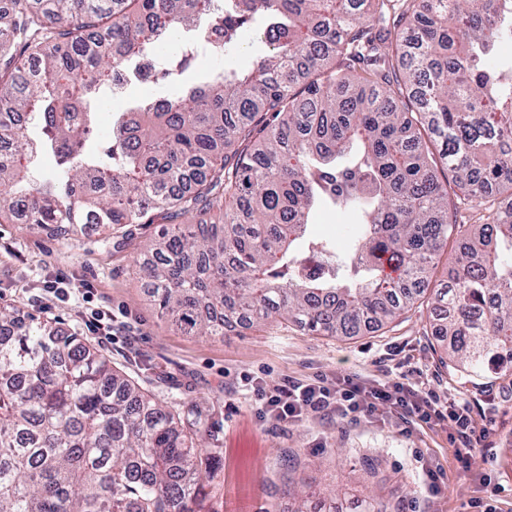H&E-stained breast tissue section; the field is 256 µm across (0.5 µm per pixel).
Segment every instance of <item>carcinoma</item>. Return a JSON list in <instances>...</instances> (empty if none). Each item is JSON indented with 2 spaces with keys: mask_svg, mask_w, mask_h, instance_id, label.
I'll list each match as a JSON object with an SVG mask.
<instances>
[{
  "mask_svg": "<svg viewBox=\"0 0 512 512\" xmlns=\"http://www.w3.org/2000/svg\"><path fill=\"white\" fill-rule=\"evenodd\" d=\"M0 16V219L49 232L159 224L139 265L186 335L291 320L316 336L392 322L457 251L432 305L448 360L512 370V0H10ZM270 47L245 70L183 83L163 110L112 113L169 41ZM371 70L357 77L354 64ZM54 153L51 182L31 178ZM320 204L352 213L344 251L308 237ZM392 268L397 276L386 272ZM210 471L194 434L79 337L0 308V512H198ZM297 512H386L382 502Z\"/></svg>",
  "mask_w": 512,
  "mask_h": 512,
  "instance_id": "1",
  "label": "carcinoma"
}]
</instances>
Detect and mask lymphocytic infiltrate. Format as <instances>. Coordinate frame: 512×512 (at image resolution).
<instances>
[{"mask_svg":"<svg viewBox=\"0 0 512 512\" xmlns=\"http://www.w3.org/2000/svg\"><path fill=\"white\" fill-rule=\"evenodd\" d=\"M261 398L276 423H296L311 417L341 420H375L378 405L388 406L394 416L411 418L429 425L448 424L459 441L455 459L464 472L476 473L482 494L463 507V512H497V486L490 476L477 472L486 437L479 429L470 406L449 400L439 403L422 388L405 382L367 385L345 377L314 383L268 384L260 389Z\"/></svg>","mask_w":512,"mask_h":512,"instance_id":"1","label":"lymphocytic infiltrate"}]
</instances>
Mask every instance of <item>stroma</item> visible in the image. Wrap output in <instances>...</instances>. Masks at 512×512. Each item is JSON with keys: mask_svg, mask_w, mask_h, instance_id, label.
<instances>
[{"mask_svg": "<svg viewBox=\"0 0 512 512\" xmlns=\"http://www.w3.org/2000/svg\"><path fill=\"white\" fill-rule=\"evenodd\" d=\"M264 50L244 32L238 51L225 59L201 57L182 79L193 81L226 66L248 68ZM155 231V225L144 224L133 240L118 233L104 241L0 223V307L85 337L115 370L174 414L199 419L196 442L211 470L204 512H292L294 502L285 494L292 471L325 494L356 485L383 501L387 512H431L422 481L429 459L444 468V512H459L478 496L477 485L455 467L448 427L403 422L384 405L376 422L309 418L279 424L267 416L254 389L262 381L312 383L343 376L381 383L402 379L424 385L439 403H468L478 426L489 431L481 466L499 485L498 512H512V371L461 378L432 335V290L393 322L356 336H312L284 319L232 328L216 338L184 336L161 317L137 272ZM352 232L347 211L325 209L312 216L314 238L341 248ZM50 282L61 288L59 297H49ZM96 308L112 316L108 338L86 329ZM370 466L378 471L372 481L365 473Z\"/></svg>", "mask_w": 512, "mask_h": 512, "instance_id": "35a3bbf8", "label": "stroma"}]
</instances>
